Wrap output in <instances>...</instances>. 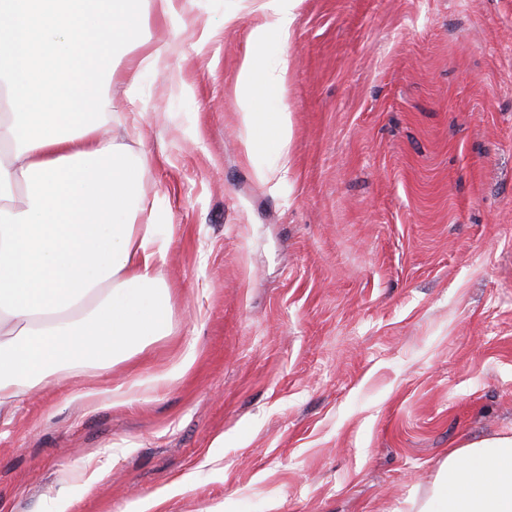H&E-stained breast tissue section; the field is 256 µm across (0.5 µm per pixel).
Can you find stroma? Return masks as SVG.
<instances>
[{"instance_id":"35a3bbf8","label":"stroma","mask_w":512,"mask_h":512,"mask_svg":"<svg viewBox=\"0 0 512 512\" xmlns=\"http://www.w3.org/2000/svg\"><path fill=\"white\" fill-rule=\"evenodd\" d=\"M266 0H196L127 106L166 214L169 333L24 392L0 512H411L512 435V0H298L289 171L236 75ZM88 388L111 389L95 406Z\"/></svg>"}]
</instances>
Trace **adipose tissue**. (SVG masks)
<instances>
[{"label":"adipose tissue","mask_w":512,"mask_h":512,"mask_svg":"<svg viewBox=\"0 0 512 512\" xmlns=\"http://www.w3.org/2000/svg\"><path fill=\"white\" fill-rule=\"evenodd\" d=\"M194 0H0V414L22 387L78 359L119 355L165 335L171 295L158 268L166 217L141 195L147 156L102 134L104 88L122 49H143L126 78L158 73L163 48L144 37L149 14L173 25ZM296 0H271L246 38L236 76L249 153L259 174L287 172L293 127L283 91L287 61L259 50L289 40ZM418 512H512V436L449 451Z\"/></svg>","instance_id":"obj_1"}]
</instances>
